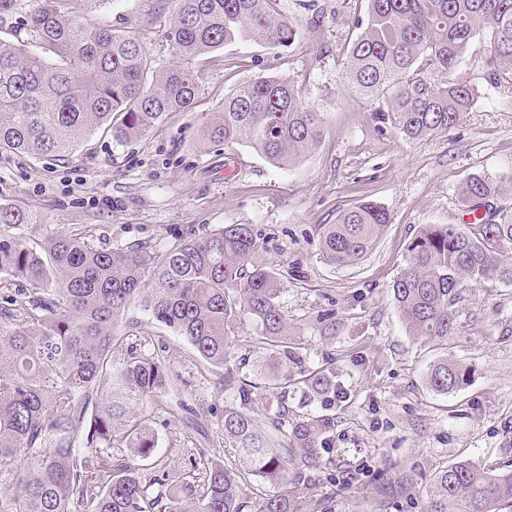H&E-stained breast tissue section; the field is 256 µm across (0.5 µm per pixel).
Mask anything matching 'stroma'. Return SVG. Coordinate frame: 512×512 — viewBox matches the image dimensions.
I'll use <instances>...</instances> for the list:
<instances>
[{"label": "stroma", "mask_w": 512, "mask_h": 512, "mask_svg": "<svg viewBox=\"0 0 512 512\" xmlns=\"http://www.w3.org/2000/svg\"><path fill=\"white\" fill-rule=\"evenodd\" d=\"M311 3L324 14L319 30L305 29L283 50L239 41L210 54L198 67L203 94L197 106L166 116L142 137L118 143L94 131L62 160L0 154V204L38 211L40 222L20 229L28 242L83 232L114 249L146 244L155 258L175 236L251 225L265 259L281 273L279 302L305 367L334 363V405L298 390L288 394V407L298 414L335 417L329 469L360 475L348 488L324 486L331 512H423L437 468L462 459L512 465V285L464 283L454 330L442 345L408 334L392 293L422 226L465 223L460 182L476 172L512 170V90L485 83L481 40L458 68L480 91L458 126L417 141L379 132L371 104L352 96L342 79V50L355 35V17L366 15L367 0H279V10L304 25ZM173 11L161 0H97L87 17L138 32L156 65L168 66L177 62L164 38ZM258 77L291 80L302 103L325 121L319 147L286 170L251 148L200 137L225 95ZM367 201L390 215L375 248L353 267L326 263L319 255L320 225ZM118 329L125 347L165 362L172 376L169 405L183 401L195 409L188 421L163 412L156 419L155 455L170 474L189 466L190 422L206 432L214 459L230 461L210 413L234 394L222 369H204L183 339L141 309L126 312ZM252 332L250 320L242 319L229 353L241 365L240 377L253 382V415L267 428L274 410L255 372L260 351ZM445 357L471 374L443 395L429 387L427 374Z\"/></svg>", "instance_id": "1"}]
</instances>
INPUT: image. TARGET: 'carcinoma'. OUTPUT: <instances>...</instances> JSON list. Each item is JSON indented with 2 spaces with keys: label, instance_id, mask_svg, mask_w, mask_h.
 <instances>
[{
  "label": "carcinoma",
  "instance_id": "obj_1",
  "mask_svg": "<svg viewBox=\"0 0 512 512\" xmlns=\"http://www.w3.org/2000/svg\"><path fill=\"white\" fill-rule=\"evenodd\" d=\"M93 0H0V152L63 158L87 133L102 129L121 142L146 134L170 112L195 107L201 94L195 64L244 39L284 49L301 39L279 0H177L166 41L180 64L158 69L133 31L91 26ZM367 20H354L344 83L371 103L379 131L416 140L458 126L478 87L454 77L472 44L490 35L484 80L512 87V0H367ZM26 11V38L10 20ZM34 44L37 52L27 50ZM325 132L321 113L303 106L291 81L258 77L224 97L202 128L213 144L253 148L271 165L302 162ZM512 174L473 173L458 194L466 211L492 209L481 224H428L408 247L392 285L410 335L442 343L455 320L465 282L512 284V210L499 199ZM36 214L0 204V277L24 286L0 298V474H18L19 488L0 512H250L251 476L270 491L256 512H327L322 483L296 478L327 474L335 418L295 415L288 393L301 389L336 403L331 363L299 372L288 315L280 306L279 274L261 258L263 245L246 224L203 236H180L150 263L135 247L113 250L87 236L31 245L17 230ZM389 223L372 203L343 209L318 233L327 263L349 267L366 257ZM139 307L186 340L203 363L224 369L236 385L224 403V446L231 468L210 459L196 436V456L172 480L160 460L150 416L125 417L112 400L156 406L170 375L153 356L114 358L123 344L116 323ZM247 317L264 353L263 378L276 401L272 428L252 416V385L228 368L230 328ZM469 371L443 359L428 374L441 393L467 383ZM512 505V469L487 470L468 460L438 470L425 512H502Z\"/></svg>",
  "mask_w": 512,
  "mask_h": 512
}]
</instances>
